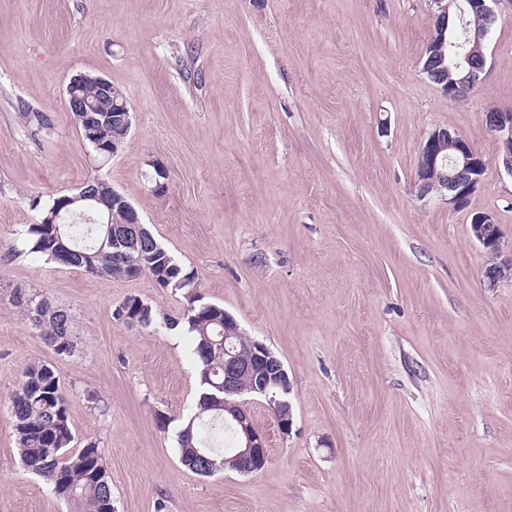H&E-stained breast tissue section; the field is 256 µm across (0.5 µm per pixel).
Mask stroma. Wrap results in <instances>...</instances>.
Instances as JSON below:
<instances>
[{"mask_svg":"<svg viewBox=\"0 0 512 512\" xmlns=\"http://www.w3.org/2000/svg\"><path fill=\"white\" fill-rule=\"evenodd\" d=\"M494 10L488 73L451 98L420 70L432 0H0V512H70L10 424L38 362L69 396L74 448L102 449L114 512H512V280L487 286L470 229L488 212L512 242V176L484 123L512 112V0ZM77 73L127 96L108 160L67 108ZM439 127L486 164L468 209L417 194ZM94 178L282 360L293 425L251 404L261 470L182 465L191 336L113 316L131 295L176 316L181 294L30 252L43 206ZM19 288L71 311L77 355L44 342Z\"/></svg>","mask_w":512,"mask_h":512,"instance_id":"stroma-1","label":"stroma"}]
</instances>
